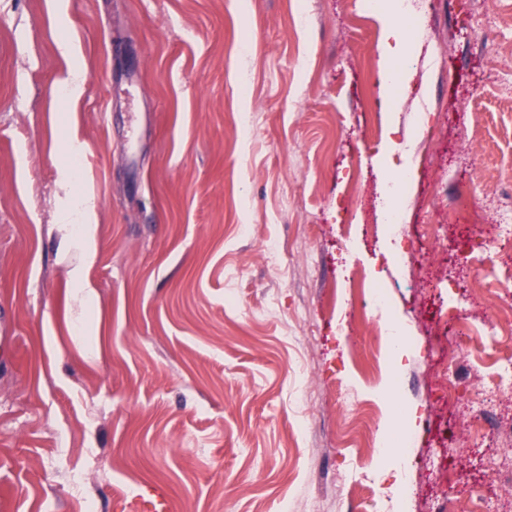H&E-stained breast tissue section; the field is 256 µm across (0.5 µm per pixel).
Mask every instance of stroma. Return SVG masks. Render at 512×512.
Wrapping results in <instances>:
<instances>
[{
  "label": "stroma",
  "instance_id": "obj_1",
  "mask_svg": "<svg viewBox=\"0 0 512 512\" xmlns=\"http://www.w3.org/2000/svg\"><path fill=\"white\" fill-rule=\"evenodd\" d=\"M421 3L395 109L379 102L363 0H0V512H127L159 493L164 512H396L395 484L419 479L443 433L455 495L512 499L490 434L512 405L477 436L429 395L444 374L474 399L512 357L476 331L512 242L445 275L470 246L471 205L512 201V0ZM74 69L81 94L59 97ZM129 79L130 104L112 96ZM391 121L415 176L395 233L372 211ZM81 198L89 265L58 230ZM390 240L425 247L432 278ZM350 271L385 290L386 311L359 307ZM423 296L466 323L425 326ZM389 323L422 346L391 373L373 346ZM462 343L470 360L444 373ZM400 400L418 409L404 467L369 450L383 423L400 427Z\"/></svg>",
  "mask_w": 512,
  "mask_h": 512
}]
</instances>
